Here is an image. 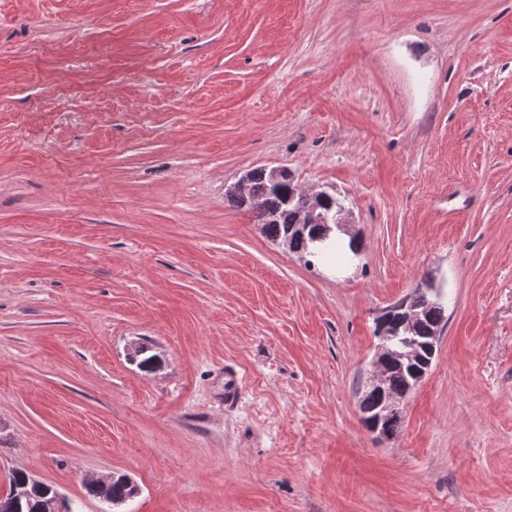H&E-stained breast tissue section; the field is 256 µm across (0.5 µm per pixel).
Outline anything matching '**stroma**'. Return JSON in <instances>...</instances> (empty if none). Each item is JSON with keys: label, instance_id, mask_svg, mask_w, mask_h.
I'll list each match as a JSON object with an SVG mask.
<instances>
[{"label": "stroma", "instance_id": "obj_1", "mask_svg": "<svg viewBox=\"0 0 512 512\" xmlns=\"http://www.w3.org/2000/svg\"><path fill=\"white\" fill-rule=\"evenodd\" d=\"M274 167L359 258L229 200ZM426 276L448 324L380 440L375 323ZM15 469L73 512L112 473V512H512V0H0L1 495ZM104 483H108L111 479V483L106 485L89 482L87 484L88 491L98 498L101 502L104 499L109 500L106 504L109 506L122 504L128 500L134 498L135 489L138 487L129 477L126 475H112L110 477H100ZM112 502V503H111Z\"/></svg>", "mask_w": 512, "mask_h": 512}]
</instances>
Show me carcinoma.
Masks as SVG:
<instances>
[{
    "label": "carcinoma",
    "instance_id": "cac0c4a2",
    "mask_svg": "<svg viewBox=\"0 0 512 512\" xmlns=\"http://www.w3.org/2000/svg\"><path fill=\"white\" fill-rule=\"evenodd\" d=\"M250 195L254 201L252 205L237 195L232 199L238 206H245L255 213L263 233L272 241L288 245V250L293 253L314 258L342 250V246L335 242L324 250L312 251V240L327 232V228L321 224L296 223L303 202L290 176L273 184L266 170L255 169L251 171ZM447 311V292L442 288H431L430 280L425 278L380 316L389 331L386 351L379 355L384 381L377 389H361L359 408L364 422L375 418L390 397L406 398L427 374L436 353L432 347L434 335L446 326ZM130 361L145 371L155 369L159 363L157 355L144 343L133 349ZM22 483L28 485L29 495L19 500L13 489ZM136 487L129 477L120 474L112 476L108 485L87 484L93 496L101 501L107 499L114 505L134 498ZM55 492L54 486L40 481L32 483L26 472L14 470L9 477V491L0 495V512H46L45 507Z\"/></svg>",
    "mask_w": 512,
    "mask_h": 512
}]
</instances>
